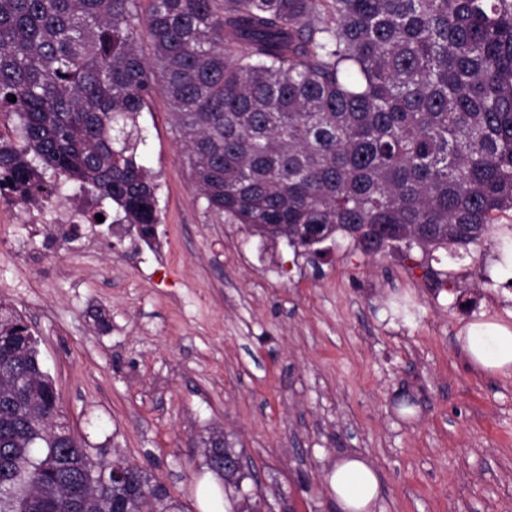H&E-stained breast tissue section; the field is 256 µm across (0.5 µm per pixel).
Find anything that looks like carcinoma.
Here are the masks:
<instances>
[{
	"instance_id": "obj_1",
	"label": "carcinoma",
	"mask_w": 512,
	"mask_h": 512,
	"mask_svg": "<svg viewBox=\"0 0 512 512\" xmlns=\"http://www.w3.org/2000/svg\"><path fill=\"white\" fill-rule=\"evenodd\" d=\"M157 94L206 208L295 249L358 231L367 253L461 259L512 211V0H0L21 141L0 143V195L29 201L50 171L152 237L138 119ZM19 322L0 316V512H136L142 485L150 512L175 508L139 467L91 488ZM215 474L237 494L249 478Z\"/></svg>"
}]
</instances>
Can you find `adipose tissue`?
<instances>
[{
    "label": "adipose tissue",
    "instance_id": "adipose-tissue-1",
    "mask_svg": "<svg viewBox=\"0 0 512 512\" xmlns=\"http://www.w3.org/2000/svg\"><path fill=\"white\" fill-rule=\"evenodd\" d=\"M470 359L482 369L512 373V326L487 321L470 325L463 338ZM328 486L341 512H370L380 496L375 470L364 460L352 458L337 463Z\"/></svg>",
    "mask_w": 512,
    "mask_h": 512
}]
</instances>
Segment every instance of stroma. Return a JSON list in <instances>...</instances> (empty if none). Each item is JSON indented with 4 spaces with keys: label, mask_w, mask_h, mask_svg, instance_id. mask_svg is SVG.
<instances>
[{
    "label": "stroma",
    "mask_w": 512,
    "mask_h": 512,
    "mask_svg": "<svg viewBox=\"0 0 512 512\" xmlns=\"http://www.w3.org/2000/svg\"><path fill=\"white\" fill-rule=\"evenodd\" d=\"M139 122L153 242L74 181L62 203L108 220L70 244L0 205L16 243L0 249V303L27 321L71 434L144 469L180 512H203L214 427L250 458L258 478L242 486L262 512H340L326 477L353 455L377 473V512H512V377L458 340L512 317V283L494 272L512 211L460 261L368 255L340 234L314 260L207 211L164 97Z\"/></svg>",
    "instance_id": "1"
}]
</instances>
